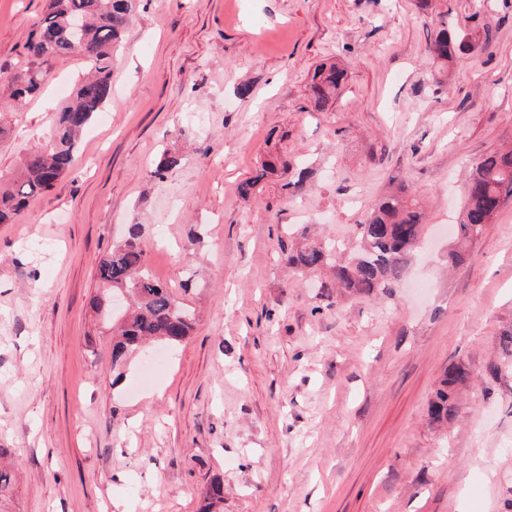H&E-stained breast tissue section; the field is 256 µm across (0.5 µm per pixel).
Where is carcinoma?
Instances as JSON below:
<instances>
[{
    "mask_svg": "<svg viewBox=\"0 0 512 512\" xmlns=\"http://www.w3.org/2000/svg\"><path fill=\"white\" fill-rule=\"evenodd\" d=\"M138 0H47L44 14L33 23L25 45L27 65L11 79L12 98L22 100L40 89L45 73L34 68L40 60L78 53L91 65V75L81 82L63 105L44 145L28 154L9 180L0 177V224L20 219L30 202L49 192L73 167L79 137L112 95V72L121 38L129 26ZM491 41L490 30L483 35L451 36L440 29L431 51L447 66L457 52L472 41ZM347 79L344 66L321 67L314 72L310 92L317 108L326 109ZM277 161L265 162L244 182L240 191L250 194ZM512 199V150H493L475 165L466 188L465 205L457 224L460 247L450 253L455 266L467 263L468 244L492 223L502 204ZM360 249L342 261L336 244L328 240L304 239L295 244L280 243L289 267L302 274L326 267L332 275L321 283L326 294L366 295L394 287L405 276L415 249L423 238V216L418 202L404 191L382 196L366 219L355 225ZM142 225L129 224L124 237L112 244L97 265L101 294L92 299L94 312L112 318V372L123 376L129 360L143 351L146 342L176 345L193 330L196 315L147 268L142 247ZM494 377L512 373V327L499 336V357L488 366ZM470 379L468 369L458 364L440 380L429 406L436 423H446L458 412L456 390ZM14 489V474L0 465V509L8 504ZM224 483L214 479L202 492L197 512H223Z\"/></svg>",
    "mask_w": 512,
    "mask_h": 512,
    "instance_id": "1",
    "label": "carcinoma"
}]
</instances>
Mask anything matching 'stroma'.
Wrapping results in <instances>:
<instances>
[{"instance_id":"1","label":"stroma","mask_w":512,"mask_h":512,"mask_svg":"<svg viewBox=\"0 0 512 512\" xmlns=\"http://www.w3.org/2000/svg\"><path fill=\"white\" fill-rule=\"evenodd\" d=\"M44 9L0 0V77ZM443 26L492 41L438 84ZM330 62L348 80L319 112L309 81ZM42 69L8 114L2 175L44 144L88 64ZM510 145L512 0H139L76 166L0 224L7 512H196L218 477L224 512H506L512 374L487 366L512 327V200L459 268L448 227L471 167ZM166 150L180 162L159 179ZM399 189L421 202L425 244L398 286L329 297L291 275L288 233L354 245L363 212ZM130 223L155 279L198 316L145 387L138 358L114 378L90 306L97 261ZM459 363V412L433 425V391Z\"/></svg>"}]
</instances>
